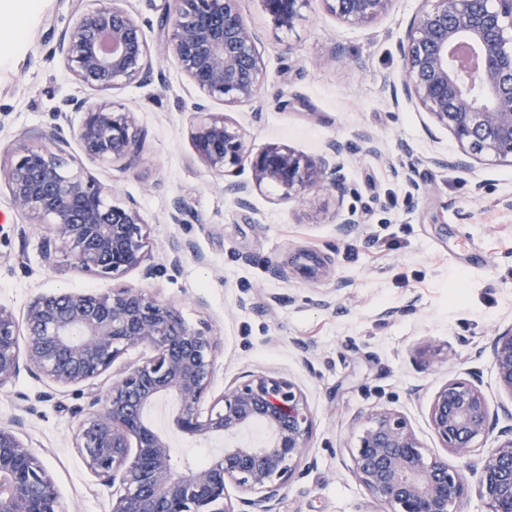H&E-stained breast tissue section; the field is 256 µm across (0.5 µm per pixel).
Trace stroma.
Returning a JSON list of instances; mask_svg holds the SVG:
<instances>
[{
    "mask_svg": "<svg viewBox=\"0 0 512 512\" xmlns=\"http://www.w3.org/2000/svg\"><path fill=\"white\" fill-rule=\"evenodd\" d=\"M96 0H43L28 20L27 40L0 67V164L21 132L50 129L67 100L108 101L135 112L145 138L129 167L85 156L76 137L79 112H67L68 152L84 172L112 186L119 201L136 200L155 242L157 277L130 271L125 283L174 303L195 328H210L219 352L211 396L246 372L288 377L304 392L314 419L309 461L300 465L277 512H375L372 496L353 477L351 422L370 407L403 413L426 452L447 456L464 475L488 448L447 454L429 423V406L448 379L474 366L483 390L498 404L488 358H476L494 329L512 322V164L443 165L457 145L427 113L393 100L403 77L399 41L422 0H393L376 23H340L321 0H306L292 31H272L262 0H240L243 16L262 34L265 65L262 111L241 104L211 111L245 128L257 154L274 143L306 155L331 140L349 148L345 193L321 190L311 206L285 201L271 186L254 191L249 209L225 193L226 180H246V168L221 178L198 160L190 105L201 91L169 56L153 55L164 83L95 90L76 81L53 48L63 28L90 12ZM356 60L348 70L334 50ZM431 185L420 193V185ZM190 210L188 223L167 220L174 200ZM352 212L355 231L336 234V212ZM44 230L29 225L0 179V306L24 319L41 293L104 292L112 283L67 268H48ZM184 245L178 267L166 266L171 246ZM323 264L303 268L306 255ZM346 281L337 289V281ZM338 294L339 305L320 301ZM85 399L27 372L0 389V423L15 422L29 452L47 468L62 512H110L112 489L87 469L75 446ZM173 400L149 422L169 441L178 471L201 467L222 451L220 437L194 439L173 429Z\"/></svg>",
    "mask_w": 512,
    "mask_h": 512,
    "instance_id": "35a3bbf8",
    "label": "stroma"
}]
</instances>
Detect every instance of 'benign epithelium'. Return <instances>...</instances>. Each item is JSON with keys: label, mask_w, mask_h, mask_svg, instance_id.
I'll return each mask as SVG.
<instances>
[{"label": "benign epithelium", "mask_w": 512, "mask_h": 512, "mask_svg": "<svg viewBox=\"0 0 512 512\" xmlns=\"http://www.w3.org/2000/svg\"><path fill=\"white\" fill-rule=\"evenodd\" d=\"M340 22L369 25L392 0H321ZM305 0H264L275 30L301 19ZM159 49L170 54L203 94L231 106L261 99L264 62L259 31L239 0H168L158 24ZM404 77L401 94L448 130L457 153L446 164L468 169L473 162L512 158V0H424V7L399 44ZM54 52L81 83L97 89L150 83L152 54L141 23L101 0L63 30ZM84 113L76 135L86 156L103 163H131L143 131L135 113L102 102L80 100ZM200 120L191 133L197 158L214 174L248 164L250 178L226 190L244 209L254 188L274 184L286 199L314 202L315 191L343 196L348 147L333 141L327 151L305 156L272 144L249 152L247 131L197 103ZM36 139L37 145L28 141ZM65 130L55 125L23 132L4 172L12 203L30 223L46 229L43 256L50 268L60 260L74 271L117 280L143 269L151 253L149 225L132 202L113 200L114 189L70 168ZM19 322L0 307V389L21 369L57 388L88 390L86 417L76 448L87 468L116 488L110 512H274L308 455L313 417L301 388L266 373L242 376L201 411L215 373L219 342L208 328L195 329L173 303L128 285L101 293L43 294L28 306L24 344ZM147 347L149 359L120 368L103 395L95 380L113 369L130 348ZM487 352L496 383L507 399L492 407L483 372L471 368L434 394L430 425L444 447L467 456L479 439L494 445L473 466L476 494L485 512H512V324L495 330ZM177 404L173 424L193 438L222 436L229 444L204 466L181 473L167 437L146 418L158 402ZM261 424L260 446L234 439ZM351 450V475L385 512H458L468 487L448 459L424 452L406 417L392 409L358 415ZM0 512H61L42 464L24 450L9 425L0 423ZM242 497L233 505L228 488Z\"/></svg>", "instance_id": "obj_1"}]
</instances>
